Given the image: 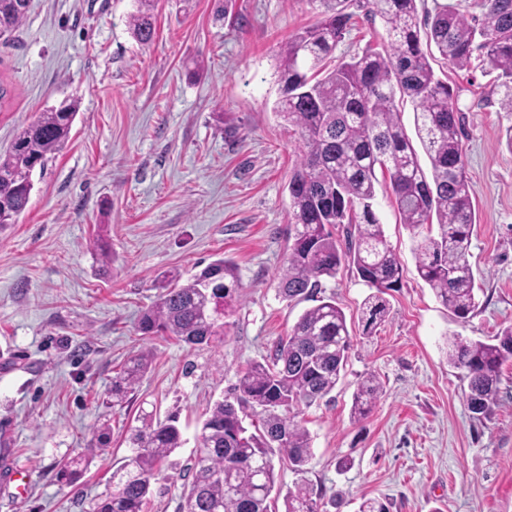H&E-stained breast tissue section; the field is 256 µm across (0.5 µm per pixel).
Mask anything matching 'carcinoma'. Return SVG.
Listing matches in <instances>:
<instances>
[{
  "label": "carcinoma",
  "mask_w": 512,
  "mask_h": 512,
  "mask_svg": "<svg viewBox=\"0 0 512 512\" xmlns=\"http://www.w3.org/2000/svg\"><path fill=\"white\" fill-rule=\"evenodd\" d=\"M350 0H322L324 16L291 36L279 54L281 98L276 112L301 131L304 151L289 182L293 242L280 274L281 294L307 300L306 309L271 360L253 362L225 397L214 402L197 434L192 481L181 512H270V497L283 496L284 512H318L305 479L286 493L276 489L274 456L297 474L307 473L312 439L299 416L302 407L323 400L347 363L350 332L343 310L320 296L323 280L344 266L355 269L371 289L364 303L363 331L385 318V294L401 284V263L388 244L373 206L384 182L395 198L401 223L415 231L437 224L416 248V268L438 301L466 319L477 308L470 256L476 219L465 171L464 114L448 84L439 79L434 54L450 66L470 67L478 52L497 71L504 88L501 107L512 112V0H470L479 14L445 5L418 27L417 0H370V14L387 29V46L368 49L335 66L328 60L351 26ZM30 0H0V39L9 42L25 20ZM154 0H137L129 25L147 43L154 34ZM414 106L415 148L400 119L398 103ZM77 106L64 104L23 128L0 155V229L16 223L26 209L33 171L43 170L68 141ZM423 150L430 168L422 166ZM344 226L343 241L332 229ZM237 270L219 259L186 283L165 286L138 322L144 335L162 334L191 345H208L219 335L214 308L227 310L237 298ZM512 361V327L495 342L455 336L448 361L465 371L466 402L476 417L499 403L503 364ZM150 364L140 352L112 378L107 391L121 403ZM382 388L368 374L358 383L351 418L360 421ZM254 418V431L244 425ZM128 437L130 454L112 472V494L96 512H144L151 479L184 440L177 420L141 412ZM86 455L69 459L63 479L80 477Z\"/></svg>",
  "instance_id": "1"
}]
</instances>
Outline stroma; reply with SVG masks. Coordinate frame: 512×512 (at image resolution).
<instances>
[{"mask_svg": "<svg viewBox=\"0 0 512 512\" xmlns=\"http://www.w3.org/2000/svg\"><path fill=\"white\" fill-rule=\"evenodd\" d=\"M135 8L136 0H31L14 40L0 43V81L11 89L0 153L42 112L78 107L26 210L0 231V512H94L129 452V427L152 408L177 418L184 444L153 478L145 512H180L209 409L249 363L269 359L307 307L278 289L303 141L274 106L280 48L322 18L320 0H156L146 44L129 27ZM386 43L384 21L359 7L333 57ZM433 68L465 114L479 306L462 321L437 300L416 270L418 236L378 187L374 210L402 284L366 335L365 283L349 269L323 283L346 315L351 347L331 402L303 415L320 512H360L373 498L390 512H512V363L498 406L478 420L463 371L448 361L449 338L484 341L512 326V112L501 108L488 64ZM220 257L240 283L220 336L196 347L138 332L161 285ZM142 351L151 365L141 384L110 403L113 376ZM367 374L382 393L355 422L353 395ZM83 452L82 478L61 480L59 463Z\"/></svg>", "mask_w": 512, "mask_h": 512, "instance_id": "stroma-1", "label": "stroma"}]
</instances>
